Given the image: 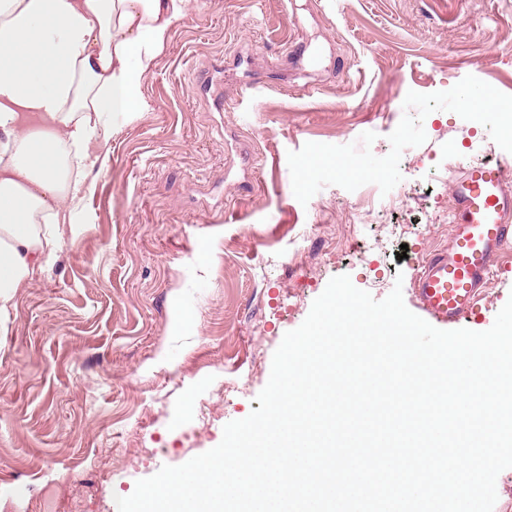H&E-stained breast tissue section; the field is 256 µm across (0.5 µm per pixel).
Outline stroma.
Masks as SVG:
<instances>
[{
	"label": "stroma",
	"mask_w": 512,
	"mask_h": 512,
	"mask_svg": "<svg viewBox=\"0 0 512 512\" xmlns=\"http://www.w3.org/2000/svg\"><path fill=\"white\" fill-rule=\"evenodd\" d=\"M470 87L512 102V0H188L0 335V510L118 512L217 446L334 276L414 307L451 175L512 154Z\"/></svg>",
	"instance_id": "1"
}]
</instances>
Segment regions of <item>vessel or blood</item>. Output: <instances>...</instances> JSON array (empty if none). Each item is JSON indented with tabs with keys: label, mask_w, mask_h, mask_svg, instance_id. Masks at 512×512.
Here are the masks:
<instances>
[{
	"label": "vessel or blood",
	"mask_w": 512,
	"mask_h": 512,
	"mask_svg": "<svg viewBox=\"0 0 512 512\" xmlns=\"http://www.w3.org/2000/svg\"><path fill=\"white\" fill-rule=\"evenodd\" d=\"M450 190L448 245L422 261L412 285L422 314L446 327L476 318L480 294L512 252V163L469 166L451 177Z\"/></svg>",
	"instance_id": "b4317fda"
}]
</instances>
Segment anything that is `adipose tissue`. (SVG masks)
Listing matches in <instances>:
<instances>
[{
	"mask_svg": "<svg viewBox=\"0 0 512 512\" xmlns=\"http://www.w3.org/2000/svg\"><path fill=\"white\" fill-rule=\"evenodd\" d=\"M187 0H0V335L75 223L109 117L146 111L140 86Z\"/></svg>",
	"mask_w": 512,
	"mask_h": 512,
	"instance_id": "obj_1",
	"label": "adipose tissue"
}]
</instances>
